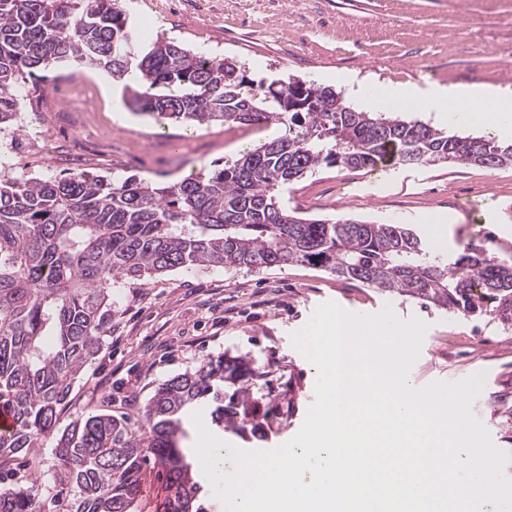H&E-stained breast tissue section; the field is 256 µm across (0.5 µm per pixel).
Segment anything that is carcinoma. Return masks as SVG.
I'll use <instances>...</instances> for the list:
<instances>
[{
    "mask_svg": "<svg viewBox=\"0 0 512 512\" xmlns=\"http://www.w3.org/2000/svg\"><path fill=\"white\" fill-rule=\"evenodd\" d=\"M76 67L126 81L133 111L191 126L272 125L285 134L208 174L164 185L100 176H0V460L55 436L54 480L76 489L75 512H136L146 476L165 481L164 512H220L201 497L188 459L191 415L255 429L260 402L239 394L255 369L211 357L158 384L145 421L97 414L56 429L74 379L104 336L112 289L183 269H264L307 263L382 294L512 326V264L473 241L439 254L408 224L302 216L279 195L323 167L418 164L512 167V142L450 134L400 112H361L330 86L297 78L246 80L231 58L150 37L119 0H0V130L18 123L21 83ZM318 91L292 111L297 88ZM235 387L231 395L224 385ZM0 512H41L34 489L0 490Z\"/></svg>",
    "mask_w": 512,
    "mask_h": 512,
    "instance_id": "1",
    "label": "carcinoma"
}]
</instances>
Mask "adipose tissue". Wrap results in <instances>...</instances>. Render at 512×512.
Instances as JSON below:
<instances>
[{
	"label": "adipose tissue",
	"mask_w": 512,
	"mask_h": 512,
	"mask_svg": "<svg viewBox=\"0 0 512 512\" xmlns=\"http://www.w3.org/2000/svg\"><path fill=\"white\" fill-rule=\"evenodd\" d=\"M355 93L369 109L399 102L405 109L416 112H455L490 128H504L512 122V96L496 95L482 88L432 86L421 89L404 85L389 87L378 95L360 87Z\"/></svg>",
	"instance_id": "ef3b65f1"
}]
</instances>
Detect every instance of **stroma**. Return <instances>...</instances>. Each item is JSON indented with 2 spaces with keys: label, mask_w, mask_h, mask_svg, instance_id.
Instances as JSON below:
<instances>
[{
  "label": "stroma",
  "mask_w": 512,
  "mask_h": 512,
  "mask_svg": "<svg viewBox=\"0 0 512 512\" xmlns=\"http://www.w3.org/2000/svg\"><path fill=\"white\" fill-rule=\"evenodd\" d=\"M138 25L187 49L236 58L245 76L267 81L298 77L355 98L344 77L371 88L492 84L512 88V0H122ZM486 47L481 63L461 50V38ZM120 84L104 72L66 77L57 71L28 79L20 95L21 128L0 131V168L29 176L98 175L172 183L215 169L284 127L258 132L214 123H158L116 112L102 90ZM478 165L382 169L324 168L285 192L284 202L316 218L355 217L413 225L436 252L482 242L489 254L512 256V167L495 170L482 199ZM328 301L359 314L392 307L403 319L427 323L409 377L417 387L457 382L471 371L488 381L472 410L500 449L512 453V327L492 318L448 313L419 301L377 292L308 265L264 270H173L123 284L101 347L75 379L59 423L92 414L139 420L155 386L222 354L251 360L262 373L251 396L269 404L248 438L207 430L243 451L291 440L315 400L316 368L292 335ZM59 461L52 441L36 456L0 462V481L34 487L43 512H69L76 490L45 488Z\"/></svg>",
  "instance_id": "1"
}]
</instances>
